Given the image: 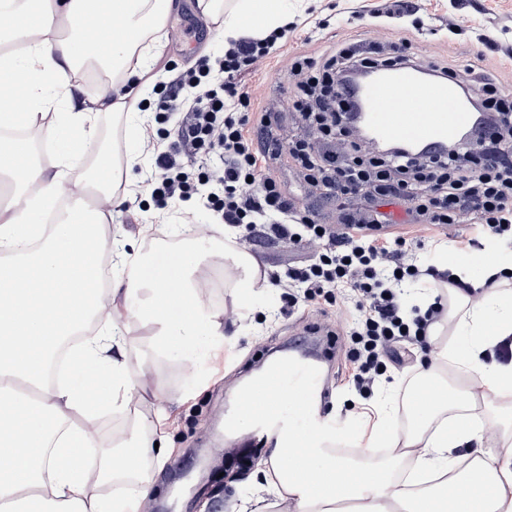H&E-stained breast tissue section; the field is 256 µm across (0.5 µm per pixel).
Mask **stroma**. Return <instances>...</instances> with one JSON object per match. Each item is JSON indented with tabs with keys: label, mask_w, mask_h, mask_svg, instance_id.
<instances>
[{
	"label": "stroma",
	"mask_w": 512,
	"mask_h": 512,
	"mask_svg": "<svg viewBox=\"0 0 512 512\" xmlns=\"http://www.w3.org/2000/svg\"><path fill=\"white\" fill-rule=\"evenodd\" d=\"M416 18L381 20L374 18L378 0H288L290 20L298 28L288 36L280 53L261 62L242 83L264 106L278 116L266 131L270 142L287 144L289 139L306 136L307 130L288 106L292 93L288 72L290 57L319 55L328 46L351 38L372 43L409 40L411 52L420 60L448 58L466 63L474 50H483L488 59H497L502 47L512 44V0H415ZM457 25L449 34L448 25ZM198 33L189 38L188 27ZM487 28L496 44L479 48L477 27ZM224 38L212 17L205 14L198 0H174L160 39L155 43L151 64L152 83L167 81V62L189 67L203 56L215 59L224 53ZM139 115L113 121L111 113H101L95 137L106 149L124 154L140 146ZM270 168L295 196L300 207L317 209L328 223L345 215L347 203H336L319 196L300 179L285 159L271 161ZM153 170L152 161L140 156L131 174L129 190L138 199L132 210L115 209L106 217L104 228L116 237L111 252L110 277H118L121 259L148 252L156 238H174L182 226L171 216L170 208L157 205L144 186ZM424 245L415 253L418 263L440 265L448 251L469 253V240L483 239L481 225L464 217L453 228H430L424 232ZM223 235L207 232L197 245L207 255L198 271L202 299L216 314L224 340L217 350L224 357L223 370H216L212 359L190 363L171 359L156 349L155 325L124 315V297H116L117 323L125 331L123 360L135 388L123 410L100 408L96 417L100 445H107L118 433L130 432L139 422L152 425L158 452L141 461L154 475V488L142 512H302L298 500L283 490L273 468L275 449L256 443L250 432L233 439L222 438L224 417L234 392L261 370L260 358L275 342L303 343L308 325L331 333L335 358L332 395L327 418L334 424L336 439L354 443L370 434L378 411L392 413L404 387L408 371H420L427 356L412 350L405 367L389 366L387 379L362 398L348 386L345 361L353 316L337 313L327 302L289 307L283 289L273 285L256 288L245 303L233 298L230 279L224 275Z\"/></svg>",
	"instance_id": "obj_1"
}]
</instances>
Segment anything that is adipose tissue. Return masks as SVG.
I'll use <instances>...</instances> for the list:
<instances>
[{
    "label": "adipose tissue",
    "instance_id": "obj_1",
    "mask_svg": "<svg viewBox=\"0 0 512 512\" xmlns=\"http://www.w3.org/2000/svg\"><path fill=\"white\" fill-rule=\"evenodd\" d=\"M228 39L248 31V18L260 15L266 30L284 25L286 0H199ZM172 10V0H0V395L18 384L36 388V398L20 397L0 406V512H139L153 488L150 472L137 473L113 498L91 495L88 471L113 476V455L97 452L98 434L72 415L89 407V379L97 377L101 396L122 408L132 383L120 361L109 360L118 347L116 322L103 310L105 292L131 299L127 313L158 326L164 353L200 361L219 331L200 297L194 277L204 255L187 243L136 256L125 265L111 290L101 289L99 265L86 253L110 250L100 230L106 211L120 204L122 175L134 155L113 163L112 181L97 174L68 182L74 158L85 149L99 112L69 107L65 67L107 63L122 81L140 76L152 61V45L142 40L157 30ZM112 30L110 42L93 39ZM26 81L23 98L7 88ZM48 133L57 170L46 175L32 161L30 147L4 137L18 116ZM449 269L471 290L453 289L461 308L460 343L438 353L431 368L455 365L474 378L486 406L512 397V363L485 361L486 352L512 335V252L488 242L473 255L454 254ZM482 276L473 279L472 268ZM176 288H167V280ZM498 441L469 459L453 448L480 440L484 426L459 412L433 431L418 430L403 458L412 479L424 488L407 489L386 468L331 464L312 456V480L286 483L289 495L313 512L352 501L356 512H512V418H502Z\"/></svg>",
    "mask_w": 512,
    "mask_h": 512
}]
</instances>
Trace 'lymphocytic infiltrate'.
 Masks as SVG:
<instances>
[{
  "label": "lymphocytic infiltrate",
  "instance_id": "f902f5d3",
  "mask_svg": "<svg viewBox=\"0 0 512 512\" xmlns=\"http://www.w3.org/2000/svg\"><path fill=\"white\" fill-rule=\"evenodd\" d=\"M296 28L291 22L241 37L223 57H202L176 70L161 86L155 108L157 123L176 117L173 137L167 147H159L152 127H145L141 148L154 160L149 188L158 203L205 193L219 223L244 228L236 243L245 248L262 240L292 251L321 244L315 256L288 266L286 278L275 276L271 282L289 289L292 305L322 297L340 310L353 306L358 317L347 358L354 387L365 395L381 380L387 363H403L401 348L431 350V335L442 321L444 294H437L427 309H409L405 283L428 275L449 284L453 277L433 266L420 267L412 256L417 240L389 236L391 215L362 211L336 227L322 223L315 212L296 206L265 163L286 156L304 181L326 196L406 205L412 224L452 225L467 211L490 233L512 235V92L480 54L463 71L441 61L424 63L437 78L464 81L475 111L491 115L480 131L479 149L462 145L452 154L434 152L420 161L371 156L350 126L354 93L345 78L403 68L414 59L405 41L380 46L349 40L316 58H291L289 103L308 124L311 138L284 150L263 149L256 131L270 126L276 115L260 107L239 78L276 54L280 41Z\"/></svg>",
  "mask_w": 512,
  "mask_h": 512
}]
</instances>
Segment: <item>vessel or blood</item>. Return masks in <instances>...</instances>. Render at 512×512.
Segmentation results:
<instances>
[{
    "instance_id": "vessel-or-blood-1",
    "label": "vessel or blood",
    "mask_w": 512,
    "mask_h": 512,
    "mask_svg": "<svg viewBox=\"0 0 512 512\" xmlns=\"http://www.w3.org/2000/svg\"><path fill=\"white\" fill-rule=\"evenodd\" d=\"M362 95L364 126L386 142L433 146L452 140L474 120L456 83L425 81L409 68L386 72ZM325 394L315 366L280 359L237 392L224 427L232 430L239 421H249L276 449L279 476L288 480L305 469L311 455L336 452L335 437L321 426Z\"/></svg>"
}]
</instances>
